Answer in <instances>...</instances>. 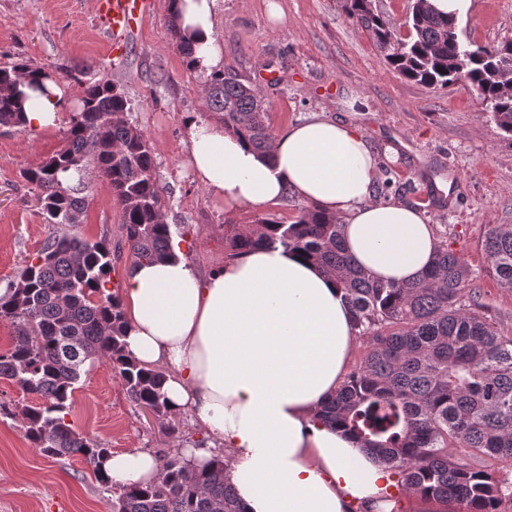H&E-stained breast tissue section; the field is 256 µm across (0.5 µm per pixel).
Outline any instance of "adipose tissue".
Segmentation results:
<instances>
[{
	"label": "adipose tissue",
	"instance_id": "1",
	"mask_svg": "<svg viewBox=\"0 0 512 512\" xmlns=\"http://www.w3.org/2000/svg\"><path fill=\"white\" fill-rule=\"evenodd\" d=\"M219 0H176L197 74L222 71ZM25 107L27 126H55L63 88ZM188 164L231 209H262L294 193L343 226L350 256L385 283L417 280L437 237L424 205L375 199L378 161L354 126L316 116L288 126L261 153L221 121L186 117ZM172 257L131 269L123 302L129 352L166 367L162 391L232 459L247 512H392L397 477L370 449L322 423V403L345 383L361 338L335 280L283 248L261 247L201 273L172 239ZM113 484L156 480L161 458L135 449L104 458Z\"/></svg>",
	"mask_w": 512,
	"mask_h": 512
}]
</instances>
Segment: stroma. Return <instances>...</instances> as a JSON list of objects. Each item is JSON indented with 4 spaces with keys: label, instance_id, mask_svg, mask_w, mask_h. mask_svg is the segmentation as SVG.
Returning a JSON list of instances; mask_svg holds the SVG:
<instances>
[{
    "label": "stroma",
    "instance_id": "stroma-1",
    "mask_svg": "<svg viewBox=\"0 0 512 512\" xmlns=\"http://www.w3.org/2000/svg\"><path fill=\"white\" fill-rule=\"evenodd\" d=\"M284 18L271 22L266 0H220L216 20L224 62L247 77L257 63L277 76L265 86L267 123L278 134L318 111L361 128L380 169L392 172L391 199L428 206L437 236L474 273L484 313L512 335V288L489 276L482 242L489 225L512 224V144L504 141L466 82L433 89L400 76L372 38L346 16L343 0H278ZM458 24L462 40L492 46L512 37V0H474ZM16 60L54 72L71 104L80 80L111 74L131 104L130 120L157 153L165 218L184 234L188 259L209 272L226 259L224 227L265 215L292 223L296 198L257 211L225 208L187 166L185 114L208 116L200 75L189 71L170 31L169 0H154L138 22L125 65L112 67V46L93 18V0H0V65ZM72 114L56 126H0V292L24 257L35 254L50 228L23 170L46 161L64 144ZM121 211L107 183L93 184L75 234L119 239ZM23 395L0 381V512H111L112 493L81 456L47 458L10 409ZM69 419L81 435L114 452L135 448L157 455L203 439L190 414L176 434L135 406L108 363L87 367L74 391Z\"/></svg>",
    "mask_w": 512,
    "mask_h": 512
}]
</instances>
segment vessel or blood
<instances>
[{"label": "vessel or blood", "mask_w": 512, "mask_h": 512, "mask_svg": "<svg viewBox=\"0 0 512 512\" xmlns=\"http://www.w3.org/2000/svg\"><path fill=\"white\" fill-rule=\"evenodd\" d=\"M153 0H94L97 22L112 43V53L124 60L133 43L137 22L151 9Z\"/></svg>", "instance_id": "obj_1"}]
</instances>
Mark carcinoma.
<instances>
[{"mask_svg":"<svg viewBox=\"0 0 512 512\" xmlns=\"http://www.w3.org/2000/svg\"><path fill=\"white\" fill-rule=\"evenodd\" d=\"M352 22L367 31L390 66L404 78L445 88L464 79L484 110L512 144V96L500 94L491 70L512 65L504 44L462 43L455 20L435 15L427 0L410 4L412 35L395 52L389 22L369 0H345ZM175 45L190 61L192 43L171 23ZM466 67L454 68L458 46ZM45 93L51 72L23 62L0 67V126L25 127L30 96L18 76ZM81 106L66 132V145L21 173L37 191L51 232L0 295V321L13 329L12 347L0 353V380L40 400L15 407L29 441L48 458L80 455L96 481L109 452L81 436L67 420L83 368L107 362L122 379L130 401L170 421L162 393L164 372L141 365L125 350L127 322L119 287L112 283V240L91 242L69 232L89 204L84 173L108 183L121 209V242L131 266L169 256L171 225L165 221L155 148L128 120L131 107L122 87L104 73L85 83ZM206 101L224 123L253 148L266 151L272 136L268 103L256 85L228 65L208 79ZM233 258L256 247L280 246L306 256L337 280L349 302L354 326L367 350L342 389L327 399L320 419L340 426L380 455L399 475L398 490L453 501L460 512H501L512 501V483L499 480L484 460L468 463L456 449L469 448L491 460L512 461V336L502 335L482 313L470 287L471 269L448 243L438 242L432 265L404 284L383 283L357 265L343 245L341 224L314 206L300 208L284 224L255 219L224 230ZM487 272L512 287V225L494 224L483 241ZM219 453L199 470H189L179 452L163 457L160 477L121 487L112 512H246Z\"/></svg>","mask_w":512,"mask_h":512,"instance_id":"cac0c4a2","label":"carcinoma"}]
</instances>
